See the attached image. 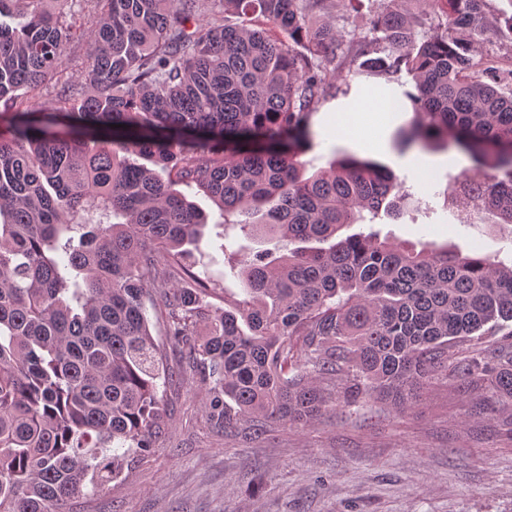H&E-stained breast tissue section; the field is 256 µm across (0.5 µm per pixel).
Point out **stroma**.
<instances>
[{"instance_id": "35a3bbf8", "label": "stroma", "mask_w": 512, "mask_h": 512, "mask_svg": "<svg viewBox=\"0 0 512 512\" xmlns=\"http://www.w3.org/2000/svg\"><path fill=\"white\" fill-rule=\"evenodd\" d=\"M375 8L364 0L355 14L334 0L319 18L356 38L369 33ZM343 98L327 96L313 113L306 172L326 166L332 154L350 155L407 175L417 198L399 219L382 214L352 232L512 259V227L447 204L449 184L470 165L466 155L453 148L432 153L434 172L419 179L414 151L396 146L412 112L381 124L374 148L363 151L325 128L324 116ZM187 195L209 215L192 258L195 272L215 295L242 297L240 281L228 273L235 256L215 250L217 210L203 191ZM166 393L172 422L154 451L130 462L108 487L74 500L71 512H512V410L490 409L487 387L461 393L439 378L402 412L366 397L306 427L278 426L247 441L211 427L200 378L170 381Z\"/></svg>"}]
</instances>
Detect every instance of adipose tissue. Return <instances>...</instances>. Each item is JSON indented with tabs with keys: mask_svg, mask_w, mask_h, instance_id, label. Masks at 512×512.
I'll use <instances>...</instances> for the list:
<instances>
[{
	"mask_svg": "<svg viewBox=\"0 0 512 512\" xmlns=\"http://www.w3.org/2000/svg\"><path fill=\"white\" fill-rule=\"evenodd\" d=\"M366 96L372 109H365L358 101L345 103L337 107L330 122L336 135L350 138L359 147L372 145L378 121L403 111L405 106L403 99L376 88L369 89Z\"/></svg>",
	"mask_w": 512,
	"mask_h": 512,
	"instance_id": "1",
	"label": "adipose tissue"
}]
</instances>
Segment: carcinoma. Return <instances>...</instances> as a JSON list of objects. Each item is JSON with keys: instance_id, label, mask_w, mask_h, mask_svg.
<instances>
[{"instance_id": "cac0c4a2", "label": "carcinoma", "mask_w": 512, "mask_h": 512, "mask_svg": "<svg viewBox=\"0 0 512 512\" xmlns=\"http://www.w3.org/2000/svg\"><path fill=\"white\" fill-rule=\"evenodd\" d=\"M327 2L0 0V512H61L156 447L173 371L151 309L226 437L305 426L362 394L404 410L448 369L455 388L483 382L512 406V331L454 355L512 322V262L339 238L400 214L399 177L351 156L306 177L301 160L334 82L405 73L401 150L468 154L457 184L512 224V69L474 61L484 37L512 40V15H487L486 0H378L374 36L346 41L309 23ZM429 10L441 19L419 39ZM75 39L86 57L66 76ZM54 76L61 106L45 112L30 94ZM181 186L275 242L232 268L245 298L231 310L193 271L206 222Z\"/></svg>"}]
</instances>
